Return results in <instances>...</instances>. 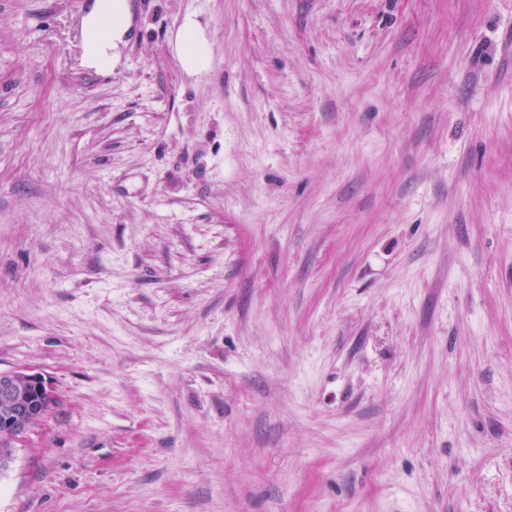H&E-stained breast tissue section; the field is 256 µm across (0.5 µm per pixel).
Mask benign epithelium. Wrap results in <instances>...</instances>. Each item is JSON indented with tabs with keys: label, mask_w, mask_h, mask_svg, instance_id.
<instances>
[{
	"label": "benign epithelium",
	"mask_w": 512,
	"mask_h": 512,
	"mask_svg": "<svg viewBox=\"0 0 512 512\" xmlns=\"http://www.w3.org/2000/svg\"><path fill=\"white\" fill-rule=\"evenodd\" d=\"M59 403L42 374L25 368L0 372V467L11 462L10 451L23 446Z\"/></svg>",
	"instance_id": "obj_1"
}]
</instances>
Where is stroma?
Segmentation results:
<instances>
[{"instance_id":"obj_1","label":"stroma","mask_w":512,"mask_h":512,"mask_svg":"<svg viewBox=\"0 0 512 512\" xmlns=\"http://www.w3.org/2000/svg\"><path fill=\"white\" fill-rule=\"evenodd\" d=\"M94 3L0 0V512H512V0ZM85 22L91 31L92 51L86 64L97 71H109L117 61V49L130 29L127 0H96ZM175 51L187 72L201 73L209 68V44L204 28L195 15H187L183 19L176 37ZM59 403V394L42 374L25 368L0 372V468Z\"/></svg>"}]
</instances>
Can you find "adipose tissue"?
Segmentation results:
<instances>
[{
    "label": "adipose tissue",
    "mask_w": 512,
    "mask_h": 512,
    "mask_svg": "<svg viewBox=\"0 0 512 512\" xmlns=\"http://www.w3.org/2000/svg\"><path fill=\"white\" fill-rule=\"evenodd\" d=\"M85 22L91 32L92 49L86 56L90 68L111 70L117 50L130 29L127 0H96ZM176 55L183 69L201 73L210 65V49L205 31L196 16H185L176 37Z\"/></svg>",
    "instance_id": "1"
}]
</instances>
